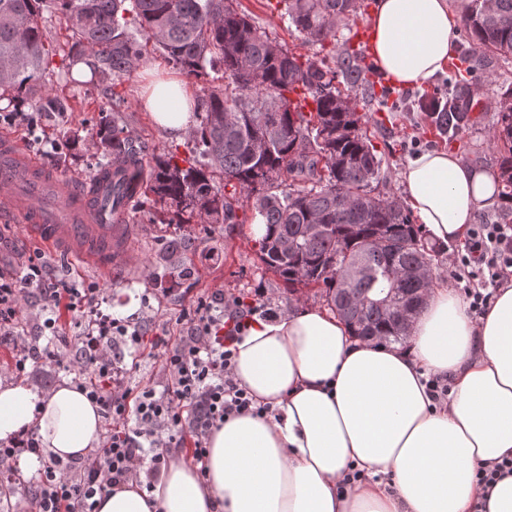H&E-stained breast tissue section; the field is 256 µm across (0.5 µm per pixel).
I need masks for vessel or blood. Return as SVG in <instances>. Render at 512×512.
<instances>
[{"label": "vessel or blood", "mask_w": 512, "mask_h": 512, "mask_svg": "<svg viewBox=\"0 0 512 512\" xmlns=\"http://www.w3.org/2000/svg\"><path fill=\"white\" fill-rule=\"evenodd\" d=\"M120 178L113 168L86 188L48 174L14 136L0 132V222L22 221L33 235L103 273L134 264L122 223L132 200L112 196Z\"/></svg>", "instance_id": "obj_1"}]
</instances>
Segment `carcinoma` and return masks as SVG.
I'll use <instances>...</instances> for the list:
<instances>
[{
	"instance_id": "cac0c4a2",
	"label": "carcinoma",
	"mask_w": 512,
	"mask_h": 512,
	"mask_svg": "<svg viewBox=\"0 0 512 512\" xmlns=\"http://www.w3.org/2000/svg\"><path fill=\"white\" fill-rule=\"evenodd\" d=\"M234 0H0V99L17 103L47 64L48 7L66 21L71 53L100 84L129 76L144 56L136 34L164 50L188 77L210 78L188 143L198 155L181 167L170 153L143 154L101 113L95 135L104 168L124 167L112 192L151 197L178 219L232 224L247 208L266 224L254 247L263 265L294 289L316 288L328 308L364 341H408L412 317L438 274L440 250L390 197L375 193L382 158L359 132L360 117L338 78L355 87L367 67L347 48L339 61L301 60L273 41ZM283 17L313 45L336 40L337 22L360 0H280ZM135 13L139 32L126 14ZM473 52L512 56V0H467L462 16ZM224 86H217L218 79ZM301 90L305 113L290 94ZM420 107L456 136L468 125L461 83ZM503 199L512 204V87L498 100ZM220 172L224 189L212 185Z\"/></svg>"
}]
</instances>
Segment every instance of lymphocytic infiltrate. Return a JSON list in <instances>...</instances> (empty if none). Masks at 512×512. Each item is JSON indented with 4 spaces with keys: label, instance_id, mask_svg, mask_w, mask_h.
Here are the masks:
<instances>
[{
    "label": "lymphocytic infiltrate",
    "instance_id": "lymphocytic-infiltrate-1",
    "mask_svg": "<svg viewBox=\"0 0 512 512\" xmlns=\"http://www.w3.org/2000/svg\"><path fill=\"white\" fill-rule=\"evenodd\" d=\"M449 261L464 282L470 313L483 315L491 286L512 276V224L477 225L465 251L453 254ZM31 289L49 305L64 307L80 318L97 305L101 289L92 283L80 290L53 276L44 252L24 255L19 272L0 271V331L11 338L16 373L43 357L67 372L92 374L87 396L110 425L95 459L80 473L56 460L44 464L37 484L38 512H94L97 495L140 472L159 473L176 461L178 449L187 444L193 459L203 462L217 422L255 412L252 398L238 386L233 373L234 343L247 329L249 318L240 315L225 324L223 309L213 300L200 299L178 343L164 335L154 340L163 387L149 385L135 392L115 374L112 341L119 338L130 349H139L143 340L139 328L115 319L84 337L77 354L56 349L37 352L17 333L23 317L21 301Z\"/></svg>",
    "mask_w": 512,
    "mask_h": 512
}]
</instances>
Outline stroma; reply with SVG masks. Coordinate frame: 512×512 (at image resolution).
I'll return each mask as SVG.
<instances>
[{"label":"stroma","mask_w":512,"mask_h":512,"mask_svg":"<svg viewBox=\"0 0 512 512\" xmlns=\"http://www.w3.org/2000/svg\"><path fill=\"white\" fill-rule=\"evenodd\" d=\"M239 7L284 48L305 59L322 57L320 46L306 43L303 35L282 18L277 0H239ZM40 22L49 37V65L42 72L39 84L42 92L59 99L63 109L49 115L38 111L36 98H29L23 109L31 113L32 124H15L11 131L49 172H71L87 179L99 169V148L93 138V126L110 96L97 80L79 82L68 74L71 37L59 17L46 9ZM155 66L165 69L169 63L162 50L150 46L145 50L139 69L117 81L113 94L120 97L123 107L118 123L137 145L147 150H165L182 160L190 158L186 139L169 135L143 106L144 72ZM455 74L460 75L479 116L460 136L451 138L437 130L417 102L420 96H433L448 77ZM371 77L380 90L406 104L405 109L383 112L377 97L371 96L365 85H358L351 91L361 123L383 159L378 192L403 199L404 188L398 173L419 151L452 152L465 163L498 173L500 154L491 136L498 120V93L501 88L512 86V58L488 57L471 62L464 31L459 28L455 31L450 61L422 85L396 86L377 70ZM237 215L238 221L234 224H176L160 208L148 203L136 205L125 221L133 230L129 248L137 263L115 269L108 279L99 277L89 267L71 262L61 250L49 251L54 274L78 287L98 283L105 301L111 305L112 316L142 327L145 342L137 355H129L123 343L113 347L116 360L124 369V381L131 389L137 391L160 381L161 362L152 340L156 334L163 333L171 341H178L186 332L183 317L193 310L198 299L223 300L224 312L228 315L234 314L233 303L238 299L275 315L315 303L312 293L304 289L289 293L283 279L265 269L253 248L251 211L241 209ZM183 238L192 241L186 257L195 269L194 275L187 278L172 273L166 253L169 242ZM13 362L10 343L1 342L0 381H16L41 391L75 381L73 374L42 361L29 364L25 376L16 378L8 372Z\"/></svg>","instance_id":"stroma-1"}]
</instances>
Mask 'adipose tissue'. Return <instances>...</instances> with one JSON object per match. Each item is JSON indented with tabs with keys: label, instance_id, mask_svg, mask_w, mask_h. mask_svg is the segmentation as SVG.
Listing matches in <instances>:
<instances>
[{
	"label": "adipose tissue",
	"instance_id": "1",
	"mask_svg": "<svg viewBox=\"0 0 512 512\" xmlns=\"http://www.w3.org/2000/svg\"><path fill=\"white\" fill-rule=\"evenodd\" d=\"M458 21L450 0H377L370 51L395 84L421 85L447 64ZM143 104L175 137L192 126L195 102L177 80L154 75ZM400 177L440 243L464 242L477 209L499 200L494 175L445 151ZM409 335L405 348L364 342L317 306L251 322L233 370L268 414L216 423L204 463L181 457L151 486L97 496L96 512H512V473L489 486L475 477L512 460V277L477 319L451 286H434ZM433 375L451 380L437 406ZM32 428L45 458L75 460L98 444L101 415L68 384H0V440Z\"/></svg>",
	"mask_w": 512,
	"mask_h": 512
}]
</instances>
